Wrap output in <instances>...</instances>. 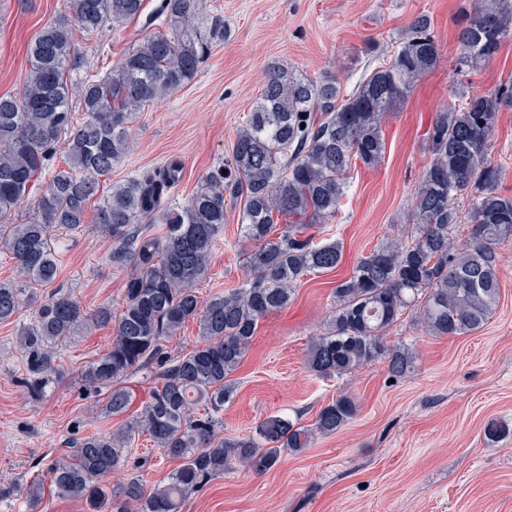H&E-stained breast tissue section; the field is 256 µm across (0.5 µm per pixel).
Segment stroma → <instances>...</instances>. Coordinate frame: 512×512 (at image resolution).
Masks as SVG:
<instances>
[{
  "mask_svg": "<svg viewBox=\"0 0 512 512\" xmlns=\"http://www.w3.org/2000/svg\"><path fill=\"white\" fill-rule=\"evenodd\" d=\"M69 0H0V94H20L27 80L28 45L42 27L68 9ZM162 0H144L135 20L100 37L75 32L84 66L79 78L111 71L138 39L151 33ZM478 0H200L204 23L219 19L215 41L195 78L141 112L131 130L134 146L112 172L121 181L177 159L183 178L169 196L183 204L207 172L225 162L262 88L268 65L279 62L311 78L334 73L350 93L369 68L389 60L416 16H427L439 47L437 65L383 127L386 144L375 168L352 167L349 187L331 223L315 224V241L343 246L335 270L304 276L288 308L259 324L252 346L232 378L233 400L224 406V433L242 436L272 416L313 425L339 393L358 413L332 435H314L297 453H283L265 473L237 465L191 495L181 512H512V435L484 436L493 419L512 423V240L500 245L499 305L475 333L435 336L415 315L403 316L389 340L409 345L415 370L391 378L377 361L340 378L309 372L312 338L325 333L333 290L359 257L406 238L413 198L431 162L427 131L438 112L460 105L464 91H485L512 79V38L493 60L465 77L453 71L459 31ZM501 171L499 189L512 194V111L500 113L489 152ZM242 201L227 203L224 236L201 299L237 286L250 248L240 233ZM60 250L55 287L89 310L120 308L126 274L109 260L111 242L94 224L84 231L56 230ZM34 315L22 307L0 323V480L28 484L66 442L125 427L155 385L151 368L130 375L136 398L121 416L105 412L106 391L83 387L81 373L104 353L112 331L99 328L60 348L61 378L41 401L28 399L21 324ZM134 456L108 478L120 484L143 476L146 490L167 481L174 467L148 434H136Z\"/></svg>",
  "mask_w": 512,
  "mask_h": 512,
  "instance_id": "obj_1",
  "label": "stroma"
}]
</instances>
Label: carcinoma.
<instances>
[{"mask_svg":"<svg viewBox=\"0 0 512 512\" xmlns=\"http://www.w3.org/2000/svg\"><path fill=\"white\" fill-rule=\"evenodd\" d=\"M143 2L71 0L68 13L44 26L31 44L21 95H0V254L18 269L17 279L0 282V323L17 318L24 303L34 304L33 319L18 332L27 393L41 398L59 375L58 346L96 327L112 329V343L90 363L83 382L110 389L108 414L128 411L132 393L122 382L129 375L153 364L159 369L138 419L73 442L44 477L24 487L0 486V498L19 494L34 509L48 489L85 503L86 512H180L187 498L223 477L233 462L269 470L283 452L307 447L312 431L332 435L355 417L356 401L341 394L320 409L312 430L275 416L254 435L220 436L224 404L235 393L229 376L248 354L260 321L291 302L304 276L332 271L342 259L340 243L316 244L302 230L336 217L353 164L373 168L381 162L383 122L439 58L430 21L421 15L390 60L343 97L332 73L313 80L271 66L231 156L174 206L167 195L182 179L179 161L117 183L112 170L131 151L138 115L195 77L209 40L224 34L223 23L213 21L206 32L197 23L199 0H163L160 30L129 49L108 75L72 85V73L82 66L73 27L99 36L139 16ZM509 37L512 0H483L461 28L454 71L464 76L489 62ZM509 108L511 81L471 92L460 106L438 114L427 133L432 160L414 198L408 239L361 256L336 286L328 331L308 347L309 371L339 377L381 361L402 377L415 369L414 352L387 338L406 312L436 336L473 333L491 319L500 301L497 249L512 239V196L498 191L499 171L487 155L498 114ZM60 152L64 166L55 167ZM44 173L49 179L32 210L12 221ZM105 183L109 190L94 224L112 240V266L128 271L118 314L110 305L88 313L61 290L39 294L58 274L53 230H83ZM229 193L244 198L241 233L254 249L245 258L242 282L203 302L197 287L224 234ZM465 199L462 216L458 202ZM279 218L288 229L275 237ZM462 218L472 226V239L458 247L449 230ZM155 224L163 225L162 234L152 233ZM190 320L199 326L196 348L171 355L164 341ZM201 402L206 408L198 416L192 408ZM140 430L164 458L178 463L148 494L138 478L105 484ZM509 434L506 421L492 420L484 430L489 440Z\"/></svg>","mask_w":512,"mask_h":512,"instance_id":"carcinoma-1","label":"carcinoma"}]
</instances>
